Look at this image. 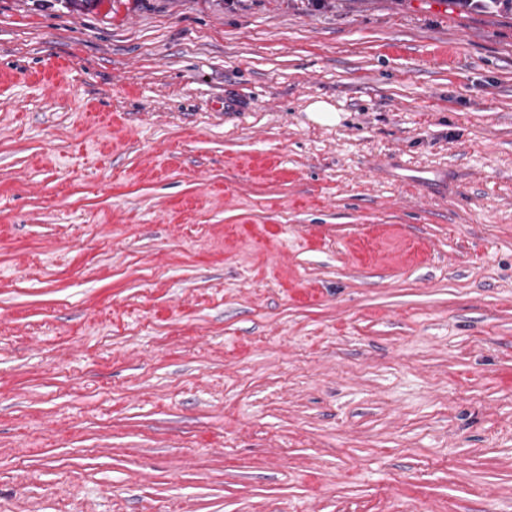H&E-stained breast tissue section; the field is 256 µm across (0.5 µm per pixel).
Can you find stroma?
I'll use <instances>...</instances> for the list:
<instances>
[{
    "instance_id": "1",
    "label": "stroma",
    "mask_w": 512,
    "mask_h": 512,
    "mask_svg": "<svg viewBox=\"0 0 512 512\" xmlns=\"http://www.w3.org/2000/svg\"><path fill=\"white\" fill-rule=\"evenodd\" d=\"M0 512H512V18L0 0ZM309 119L321 126H335L342 117L333 105L326 101H315L307 109Z\"/></svg>"
}]
</instances>
